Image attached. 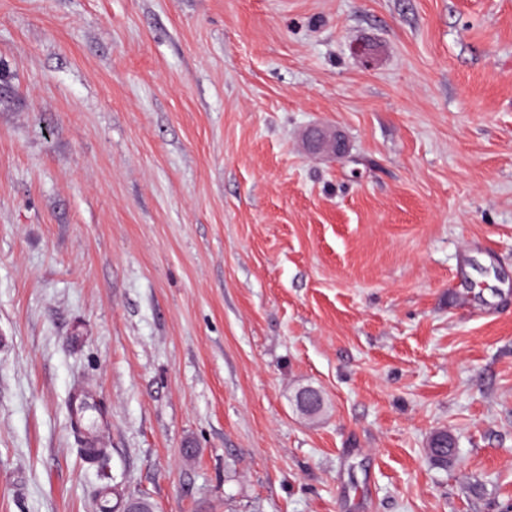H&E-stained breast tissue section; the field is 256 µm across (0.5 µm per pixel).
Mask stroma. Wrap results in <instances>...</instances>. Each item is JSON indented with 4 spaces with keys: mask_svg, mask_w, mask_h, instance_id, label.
I'll return each instance as SVG.
<instances>
[{
    "mask_svg": "<svg viewBox=\"0 0 512 512\" xmlns=\"http://www.w3.org/2000/svg\"><path fill=\"white\" fill-rule=\"evenodd\" d=\"M106 486L512 512V0H0V512ZM307 145L312 153L333 159L344 153L343 144L336 139V133L325 127L313 128L308 135Z\"/></svg>",
    "mask_w": 512,
    "mask_h": 512,
    "instance_id": "obj_1",
    "label": "stroma"
}]
</instances>
